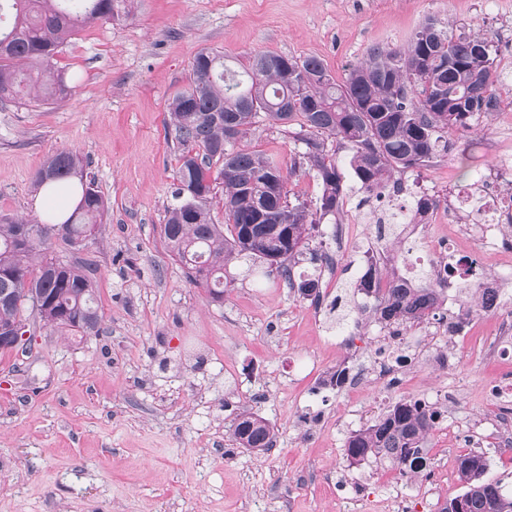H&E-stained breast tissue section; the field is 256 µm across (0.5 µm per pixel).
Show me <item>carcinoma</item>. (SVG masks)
Masks as SVG:
<instances>
[{
	"mask_svg": "<svg viewBox=\"0 0 512 512\" xmlns=\"http://www.w3.org/2000/svg\"><path fill=\"white\" fill-rule=\"evenodd\" d=\"M117 0H0V12L12 15L9 31H0V103H20L25 91H37L44 104L64 99L69 91L53 70V60L65 40L82 28L110 21ZM189 87L169 104L175 137L183 146L179 158L176 204L168 209L162 234L169 252L188 269L211 298L224 296V266L234 259L273 265L291 277L309 246V233L321 220L338 217L344 206L345 178L351 175L367 193H375L397 174L423 166L448 149V136L473 128V121L497 104L499 75L491 41L480 32H453L450 25L427 16L403 49L373 46L367 58L350 68L338 82L316 57L258 53L243 71L224 57L198 52ZM300 107L283 116L285 99ZM290 124L305 146L302 158L322 185L315 204L290 201L293 163L283 171L276 162L235 148L260 116ZM334 139L352 152L344 172L329 152ZM217 175H212L213 166ZM83 176V159L70 150L49 156L33 184H65ZM224 184V223L214 224L208 202L213 182ZM107 203L93 183L81 184V199L61 225L71 238L96 231ZM20 219L0 217V329L23 319L24 311L42 297L51 308L41 312L44 323L80 337L99 334L101 316L95 288L86 271L74 263L54 262L49 250L55 224H34L37 234L25 246L14 236ZM431 288H387L376 311L392 313L410 323L425 319ZM437 416L419 401L401 400L378 421L351 436L348 456L391 460L405 473L429 469L422 444ZM235 444L259 454L270 448L275 433L264 417L244 411L231 425ZM488 459L477 453L460 457L458 471L464 492L444 504L455 512L464 500L465 512H512V497L484 480Z\"/></svg>",
	"mask_w": 512,
	"mask_h": 512,
	"instance_id": "obj_1",
	"label": "carcinoma"
}]
</instances>
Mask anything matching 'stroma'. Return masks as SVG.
<instances>
[{
    "mask_svg": "<svg viewBox=\"0 0 512 512\" xmlns=\"http://www.w3.org/2000/svg\"><path fill=\"white\" fill-rule=\"evenodd\" d=\"M427 16L481 28L500 52L512 0H122L118 18L63 44L65 99L0 104V216L33 219V177L60 150L83 158L108 205L82 250L53 245L92 278L100 334L82 339L33 316L31 343L0 355V512H283L288 500L293 512H388L396 495L414 494L408 478L390 484L393 463L340 459L352 433L348 395L323 383L336 367L369 366L385 343L355 275L364 252L381 246L368 225L356 227L358 251L340 253L333 220L323 219L309 240L318 261L303 260L288 279L230 262L219 301L189 278L161 229L182 152L168 104L189 87L197 52L234 67L263 52L315 56L341 81L373 45L406 46ZM509 123L512 96H502L457 134L452 155L407 170L412 193L424 182L476 181L494 161L483 143ZM239 146L285 168L304 151L291 127L264 117ZM314 276L318 309L299 291ZM339 298L350 311L342 322L330 311ZM482 325L484 335L457 344L452 372L422 359L409 370L411 391L371 386L363 400L428 402L438 384L459 379L445 419L480 440L485 480L510 497L512 451L490 444L499 366L480 358L495 321ZM245 409L272 424L274 452L235 448L230 425ZM427 445L445 448L448 481L419 512H440L462 491V451L435 432ZM316 470L365 483L368 498L354 505L304 481Z\"/></svg>",
    "mask_w": 512,
    "mask_h": 512,
    "instance_id": "obj_1",
    "label": "stroma"
}]
</instances>
